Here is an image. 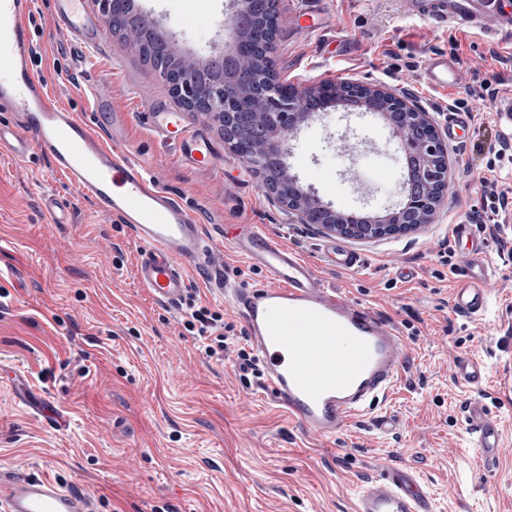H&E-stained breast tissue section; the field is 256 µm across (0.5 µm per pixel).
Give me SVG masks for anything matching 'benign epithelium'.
I'll use <instances>...</instances> for the list:
<instances>
[{
  "label": "benign epithelium",
  "instance_id": "1",
  "mask_svg": "<svg viewBox=\"0 0 512 512\" xmlns=\"http://www.w3.org/2000/svg\"><path fill=\"white\" fill-rule=\"evenodd\" d=\"M112 31L121 32L132 18L139 37L152 43L159 57L171 53L155 21L131 14L128 0H96ZM247 9L238 13L234 49L218 58L161 72L165 85L188 112L216 116L224 126L225 145L260 177L263 190L293 211L304 224H316L329 234L356 240L406 235L432 222L437 207L448 193V150L429 113L406 97L383 86L344 81H324L299 87L260 84L254 68L262 61L272 70L270 55L258 58L252 45L255 0H243ZM361 106L383 117L399 141L406 173L402 182L405 201L378 219H363L323 203L300 190L288 174L284 158L288 135L311 116L324 112L346 93Z\"/></svg>",
  "mask_w": 512,
  "mask_h": 512
}]
</instances>
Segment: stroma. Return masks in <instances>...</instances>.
Returning a JSON list of instances; mask_svg holds the SVG:
<instances>
[{"label": "stroma", "instance_id": "obj_1", "mask_svg": "<svg viewBox=\"0 0 512 512\" xmlns=\"http://www.w3.org/2000/svg\"><path fill=\"white\" fill-rule=\"evenodd\" d=\"M336 13L338 40L303 37L292 10ZM279 32L273 53L279 82L309 85L346 80L408 94L436 127L467 86L498 79L512 84V38L477 30H438L407 13L403 0H276ZM146 10L180 55L204 59L228 51L232 0H146ZM37 64L61 102L80 116L93 109L86 82L128 113L125 140L148 159L160 183L202 222L216 247L228 224H256L299 252L325 285L365 304L397 329L404 345L401 375L381 409L396 421L375 429L370 418L345 424L332 438L307 433L240 370L236 349L249 348L244 323L229 302L214 299L206 278L189 268L196 304L223 313L230 353L207 357L201 342L181 335L184 309L151 299L134 277L135 246L127 228L97 213L39 156L17 163L0 154V474L37 471L93 492L98 512H353L357 492L390 465L416 474L433 512H512V267L500 245L484 237L493 312L472 320L456 314L441 246L447 226L482 206L483 155L474 134H495L492 105L469 103L473 130L449 142L453 187L432 223L380 240L343 239L359 255L355 270L333 266L321 247L332 236L269 197L224 143L218 118L187 113L222 154L223 177L186 168L159 150L138 113L141 104H173L154 67L130 41L103 27L102 55L90 74L74 68L75 49L47 11L35 16ZM456 43L463 71L454 93L426 89L418 73L391 68L384 50L421 62ZM303 189L334 208L385 214L400 199L402 159L389 126L366 113L337 109L302 126L286 157ZM70 205L71 221L47 223L44 193ZM220 223H210V216ZM480 357L478 387L459 382L454 364ZM22 379L61 412L46 425L15 391ZM479 402L501 434L493 477L469 434L466 410Z\"/></svg>", "mask_w": 512, "mask_h": 512}]
</instances>
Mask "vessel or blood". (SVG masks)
<instances>
[{
  "label": "vessel or blood",
  "instance_id": "b4317fda",
  "mask_svg": "<svg viewBox=\"0 0 512 512\" xmlns=\"http://www.w3.org/2000/svg\"><path fill=\"white\" fill-rule=\"evenodd\" d=\"M36 0H0V151L22 161L38 155L97 211L116 218L136 243L135 277L154 300L180 303L190 289L188 265L215 266V245L194 213L153 176L149 162L130 157L124 131L128 113L95 98L94 118L72 112L52 92L33 60L31 20ZM409 14L437 29H478L512 36V10L503 0H404ZM55 29L76 48L100 46L101 21L87 0H53ZM300 35L326 36L333 26L319 10L296 12ZM461 62L444 51L422 60L420 79L436 92L458 88ZM495 127L512 141V89L493 102ZM144 123L161 147L178 137L184 166L222 172L224 161L201 126L183 113L143 106ZM456 241L469 243L463 275L451 293L453 310L482 318L491 302L484 244L472 224H454ZM224 241L232 252L263 271L266 281L248 285L230 274L216 278V291L230 300L244 323L252 352L263 368V387L273 400L309 432L332 437L344 423L373 414L377 426L389 425L380 413L402 370V342L396 329L371 308L320 283L300 254L253 224H228ZM303 333L289 332L292 322ZM456 378L469 385L486 379L484 364L463 358ZM467 421L485 459H492L500 434L485 419L480 403L470 404ZM0 512H96L89 492L36 473L0 478ZM355 512H431L427 493L399 468L384 469L355 502Z\"/></svg>",
  "mask_w": 512,
  "mask_h": 512
}]
</instances>
